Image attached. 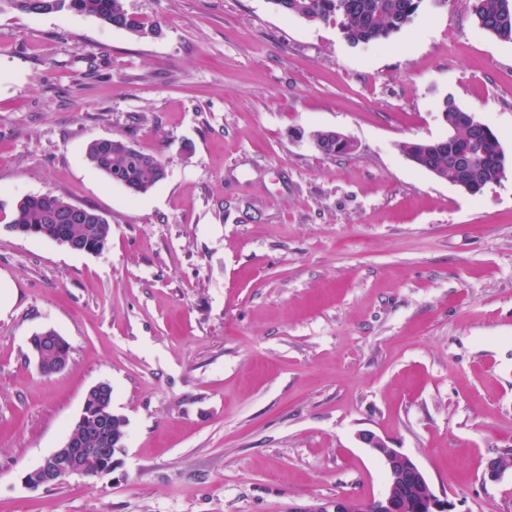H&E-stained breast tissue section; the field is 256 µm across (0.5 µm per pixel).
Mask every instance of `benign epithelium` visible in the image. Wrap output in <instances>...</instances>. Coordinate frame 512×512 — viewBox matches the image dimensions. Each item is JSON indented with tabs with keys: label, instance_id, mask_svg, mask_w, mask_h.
I'll return each instance as SVG.
<instances>
[{
	"label": "benign epithelium",
	"instance_id": "obj_1",
	"mask_svg": "<svg viewBox=\"0 0 512 512\" xmlns=\"http://www.w3.org/2000/svg\"><path fill=\"white\" fill-rule=\"evenodd\" d=\"M46 339L63 349L66 348V344L65 340L58 335L46 338L36 334L29 340L40 372L51 375L63 370L67 361L60 362L52 370L44 369L39 342ZM359 439L381 456L385 463L387 487L385 493L375 502L378 512H398L402 500L400 491L405 488L418 492V495L412 497L417 512H452L453 504L448 499L435 494L425 473L410 456L397 448L389 447L386 440L372 431L359 433ZM118 454L120 450L117 448H77L73 436L70 435L63 447L47 456L30 475L24 478V482L32 488H37L56 486L66 478L84 477L93 471L96 472V476L102 477L112 472L117 463ZM353 505V500L338 497L329 502L294 506L290 508V512H353Z\"/></svg>",
	"mask_w": 512,
	"mask_h": 512
}]
</instances>
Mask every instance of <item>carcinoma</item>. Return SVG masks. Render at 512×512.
Wrapping results in <instances>:
<instances>
[{"label": "carcinoma", "mask_w": 512, "mask_h": 512, "mask_svg": "<svg viewBox=\"0 0 512 512\" xmlns=\"http://www.w3.org/2000/svg\"><path fill=\"white\" fill-rule=\"evenodd\" d=\"M13 8L43 14L67 9L94 16L103 23L140 36L154 33L159 23L147 22L143 17L128 11L124 0H6ZM423 0H269L274 9L284 15H292L310 22H334L345 41L352 45L371 44L401 32L417 13ZM474 12L479 27L503 42H512V0H476ZM441 112L448 118L454 130V144L440 143L437 147L424 148L418 141L401 145L404 153H412L421 168H438L448 174V180L461 181L485 187L500 180L499 158L502 157L500 142L491 129L469 125L466 111L451 97L442 101ZM480 142L485 156L478 165H461L460 151L469 147V140ZM88 162L102 172L109 181L129 187L133 194L145 193L163 181L162 158L154 152L134 147L122 140L107 139L102 143L94 140L87 146ZM69 201L59 196L28 195L17 205L11 227L17 232L33 226L41 237L58 240L71 239L81 245H106L112 233L111 224L102 218L82 224H61L55 213L65 209ZM88 408L101 414L98 425L74 433L83 437L85 448L101 447L102 427H109L114 440L125 438L119 415L112 414V387L103 382L88 393Z\"/></svg>", "instance_id": "carcinoma-1"}]
</instances>
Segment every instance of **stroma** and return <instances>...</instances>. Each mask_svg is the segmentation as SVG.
<instances>
[{"mask_svg":"<svg viewBox=\"0 0 512 512\" xmlns=\"http://www.w3.org/2000/svg\"><path fill=\"white\" fill-rule=\"evenodd\" d=\"M475 0H423L369 45L269 0H125L145 37L0 4V512H288L386 487L370 430L453 512H512V168L469 195L403 142L453 97L512 159V44ZM338 130L357 149L319 152ZM157 153L133 195L86 159ZM50 193L111 224L99 253L10 227ZM54 330L46 376L29 339ZM127 420L112 473L31 489L88 390ZM41 335H43V334L42 333L35 334L34 336H31V338L29 340V343H30V346L32 349V353L37 360L38 368H39L40 372L45 375H51V374L58 373L64 369V367L67 364L68 358L66 360H63L62 362H60L54 369L45 370L42 365V361H41V350H40L39 340L44 341V340L50 338V340L57 347H61L62 349H65V352L63 353L64 358L68 357L69 348L67 347V349H66L65 340L61 336L57 335V336L49 337V336H41Z\"/></svg>","mask_w":512,"mask_h":512,"instance_id":"35a3bbf8","label":"stroma"}]
</instances>
